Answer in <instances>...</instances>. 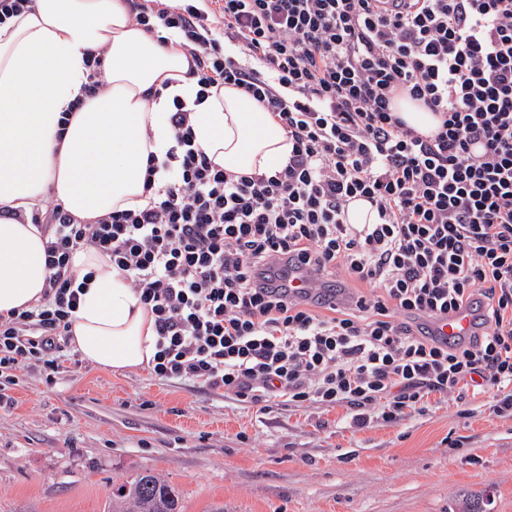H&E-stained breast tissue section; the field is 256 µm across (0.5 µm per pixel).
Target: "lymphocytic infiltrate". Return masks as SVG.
I'll return each instance as SVG.
<instances>
[{"mask_svg":"<svg viewBox=\"0 0 512 512\" xmlns=\"http://www.w3.org/2000/svg\"><path fill=\"white\" fill-rule=\"evenodd\" d=\"M134 0L177 29L199 77L240 88L291 145L274 174L225 172L170 122L176 174L145 205L94 222L54 198L41 298L0 314V407L32 362L55 368L83 286L76 251L109 256L154 317L151 373L397 423L425 395L475 389L512 410V0ZM406 96L439 115L425 136ZM377 220L347 221L355 199ZM478 314L465 342L431 325ZM395 107L396 113L423 135H431L439 125L440 120L434 112H429L417 101L403 97L395 101Z\"/></svg>","mask_w":512,"mask_h":512,"instance_id":"lymphocytic-infiltrate-1","label":"lymphocytic infiltrate"}]
</instances>
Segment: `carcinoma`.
I'll list each match as a JSON object with an SVG mask.
<instances>
[{"label": "carcinoma", "instance_id": "carcinoma-1", "mask_svg": "<svg viewBox=\"0 0 512 512\" xmlns=\"http://www.w3.org/2000/svg\"><path fill=\"white\" fill-rule=\"evenodd\" d=\"M112 512H183L175 489L150 472L112 491Z\"/></svg>", "mask_w": 512, "mask_h": 512}]
</instances>
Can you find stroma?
Listing matches in <instances>:
<instances>
[{"instance_id": "obj_1", "label": "stroma", "mask_w": 512, "mask_h": 512, "mask_svg": "<svg viewBox=\"0 0 512 512\" xmlns=\"http://www.w3.org/2000/svg\"><path fill=\"white\" fill-rule=\"evenodd\" d=\"M0 410V512H110L139 473L184 512H512V413L488 395L432 394L395 424L357 428L345 408L272 406L102 368L68 352L32 364Z\"/></svg>"}]
</instances>
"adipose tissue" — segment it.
<instances>
[{
    "label": "adipose tissue",
    "instance_id": "adipose-tissue-1",
    "mask_svg": "<svg viewBox=\"0 0 512 512\" xmlns=\"http://www.w3.org/2000/svg\"><path fill=\"white\" fill-rule=\"evenodd\" d=\"M165 35L163 46L136 26L128 0H35L34 10L0 25V313L35 304L48 275L41 230L9 210L31 215L51 195L77 218L94 220L142 204L148 155L163 163L156 185L177 168L166 159L175 102L191 111L196 144L225 171L270 175L286 164L288 137L270 114L228 85L197 101L181 34ZM97 49L109 86L60 127L86 81L84 58ZM73 266L90 280L70 344L100 367H147L152 314L108 256L81 250Z\"/></svg>",
    "mask_w": 512,
    "mask_h": 512
}]
</instances>
